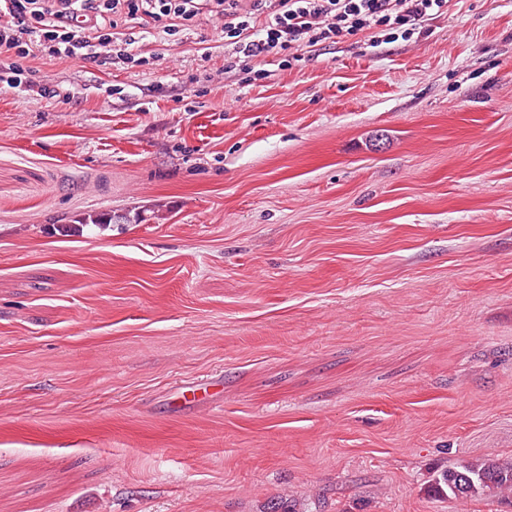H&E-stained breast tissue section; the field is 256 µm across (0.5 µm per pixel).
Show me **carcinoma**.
<instances>
[{
  "label": "carcinoma",
  "mask_w": 512,
  "mask_h": 512,
  "mask_svg": "<svg viewBox=\"0 0 512 512\" xmlns=\"http://www.w3.org/2000/svg\"><path fill=\"white\" fill-rule=\"evenodd\" d=\"M429 491L455 501L494 492H512V460L487 458L442 468L435 472Z\"/></svg>",
  "instance_id": "1"
}]
</instances>
